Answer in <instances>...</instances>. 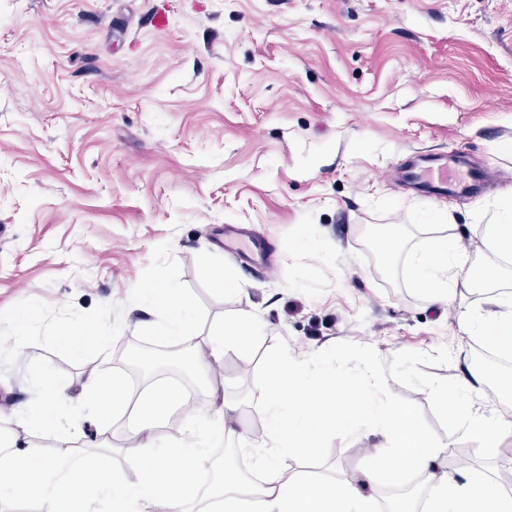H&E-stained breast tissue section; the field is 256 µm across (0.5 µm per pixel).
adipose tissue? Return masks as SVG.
Wrapping results in <instances>:
<instances>
[{
    "label": "adipose tissue",
    "instance_id": "ef3b65f1",
    "mask_svg": "<svg viewBox=\"0 0 512 512\" xmlns=\"http://www.w3.org/2000/svg\"><path fill=\"white\" fill-rule=\"evenodd\" d=\"M485 245L499 262L476 274L467 269L452 236L430 237L410 258L415 285L434 301L450 300L461 285L484 287L489 292L487 309H464L458 325L511 351L512 293L495 289L504 262L512 259L511 194L494 203ZM133 305L145 314L144 328L150 335L200 352L194 362L200 378L211 363L223 360L225 350L246 348L248 330L257 321L254 314L243 312L201 334L191 298L171 281L139 286ZM127 326V320L118 317L83 318L57 327L54 334L62 340L84 337L86 346L105 359L113 337ZM272 362L274 372L263 379L264 430L258 444L236 430L241 406L223 396L214 397L210 415L201 416L182 410L175 391L159 386L144 388L134 399L124 381L94 373L74 401L65 382L34 377L46 404L32 415L43 428L58 429L88 416L105 432L111 415L130 414L135 423L128 434L131 449L146 465L130 480L115 472L108 459H94L76 449L37 467L31 451L0 434V495L37 499L42 512H91L93 494L109 501L110 512H512L511 489L471 467L449 468L447 444L413 424L402 406L382 402L385 378L373 361H363L354 375L287 352L273 355ZM485 388V373L470 368L457 375L454 394L440 390L436 396L458 417L463 434L495 449L512 435V420L487 416L474 407ZM160 403L166 412L181 413L174 438L156 433L162 420L152 410ZM339 429L352 437L374 436L373 467L339 479L289 469V460L316 454L323 438ZM228 438L251 455L260 483L225 465L221 449ZM413 479L422 488L417 500L396 496L376 503L377 485L401 488Z\"/></svg>",
    "mask_w": 512,
    "mask_h": 512
}]
</instances>
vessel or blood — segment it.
Returning a JSON list of instances; mask_svg holds the SVG:
<instances>
[{"mask_svg":"<svg viewBox=\"0 0 512 512\" xmlns=\"http://www.w3.org/2000/svg\"><path fill=\"white\" fill-rule=\"evenodd\" d=\"M460 156H453L438 164L412 165L402 171L403 180L429 193H468L481 190L485 171L478 166L460 170ZM224 248L241 256L249 263L264 266L268 263L267 246L257 238L246 236L242 228L228 224L224 227Z\"/></svg>","mask_w":512,"mask_h":512,"instance_id":"1","label":"vessel or blood"}]
</instances>
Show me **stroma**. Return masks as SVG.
I'll use <instances>...</instances> for the list:
<instances>
[{
    "mask_svg": "<svg viewBox=\"0 0 512 512\" xmlns=\"http://www.w3.org/2000/svg\"><path fill=\"white\" fill-rule=\"evenodd\" d=\"M510 142L512 0H0V316L34 305L45 321L0 340V432L41 460L100 445L94 421L51 432L25 416L32 378L50 372L76 399L91 373L130 363L47 327L119 316L143 338L133 290L168 280L202 328L259 318L250 349L209 367L252 440L274 353L350 373L373 357L384 401L448 443L449 459L512 487V436L483 448L435 396L472 363L457 321L485 296L430 302L408 261L433 210L451 215L471 267L491 263L482 215L512 190ZM455 152L494 181L432 197L398 179L411 157ZM228 224L268 241L269 269L225 251ZM391 224L401 242L387 259L369 232ZM215 266L225 291L210 284ZM126 430L112 418L105 454L132 479L142 462ZM372 443L330 433L304 470L353 474Z\"/></svg>",
    "mask_w": 512,
    "mask_h": 512,
    "instance_id": "35a3bbf8",
    "label": "stroma"
}]
</instances>
